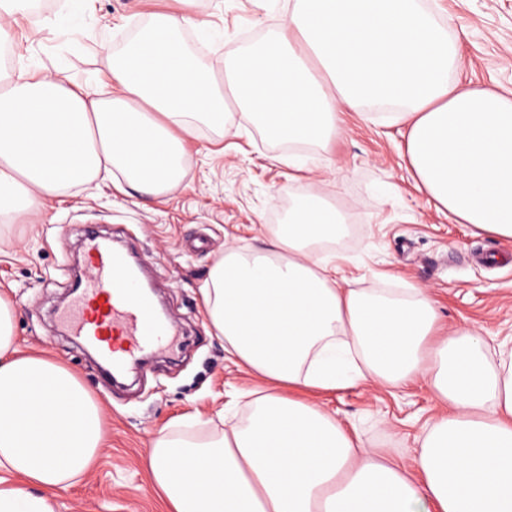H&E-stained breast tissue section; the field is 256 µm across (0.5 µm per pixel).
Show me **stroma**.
I'll return each mask as SVG.
<instances>
[{
    "mask_svg": "<svg viewBox=\"0 0 512 512\" xmlns=\"http://www.w3.org/2000/svg\"><path fill=\"white\" fill-rule=\"evenodd\" d=\"M458 42L454 77L470 87L512 91V0H426ZM296 0H44L18 16L21 43L10 74L30 63L66 67L88 81L105 70L125 41L156 13H189L204 28L196 54L203 69L223 76L231 54L277 31ZM344 133L329 150L269 138L237 105L226 127H200L182 140L181 177L155 196L126 194L95 178L48 198L27 223L0 222V293L16 309L21 352L45 351L66 366L103 406V452L91 472L54 501V512H162L143 465L158 431L173 422L207 436L241 424L250 408L242 392L261 382L230 360L208 325L200 289L225 246L259 248L284 196L321 194L345 215L346 232L323 252L335 254L341 276L363 292L423 285L441 324L467 322L486 337L512 336V242L449 220L406 171L405 129L382 109L356 105L342 115ZM302 154L317 174L289 167ZM133 239L148 264L177 331L175 350L154 353L126 384L113 383L82 344L67 335L57 311L73 286L66 256L81 253L88 231ZM316 401L372 448L410 462L424 426L443 410L416 383L401 390L356 384L320 393Z\"/></svg>",
    "mask_w": 512,
    "mask_h": 512,
    "instance_id": "35a3bbf8",
    "label": "stroma"
}]
</instances>
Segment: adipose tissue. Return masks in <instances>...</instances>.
Returning a JSON list of instances; mask_svg holds the SVG:
<instances>
[{
    "mask_svg": "<svg viewBox=\"0 0 512 512\" xmlns=\"http://www.w3.org/2000/svg\"><path fill=\"white\" fill-rule=\"evenodd\" d=\"M223 79L180 39L195 20L154 15L96 82L66 69L0 81V217L10 223L102 172L140 194L182 173V136L235 100L275 140L327 146L358 103L399 108L406 169L438 210L512 240V97L452 87L457 45L422 0H301ZM346 230L309 195L259 249L225 248L202 289L224 350L268 385L245 423L193 437L161 429L143 463L165 512H512V361L480 328L440 336L427 289L340 285L318 251ZM0 298V512H54L101 452L102 407L46 353L19 352ZM424 382L446 404L414 468L364 445L307 393ZM39 495L29 493V486Z\"/></svg>",
    "mask_w": 512,
    "mask_h": 512,
    "instance_id": "1",
    "label": "adipose tissue"
}]
</instances>
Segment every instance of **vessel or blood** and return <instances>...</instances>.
<instances>
[{"instance_id": "obj_1", "label": "vessel or blood", "mask_w": 512, "mask_h": 512, "mask_svg": "<svg viewBox=\"0 0 512 512\" xmlns=\"http://www.w3.org/2000/svg\"><path fill=\"white\" fill-rule=\"evenodd\" d=\"M90 275L61 320L66 332L94 350L106 371L174 343L152 297L135 286L126 255L89 238Z\"/></svg>"}]
</instances>
